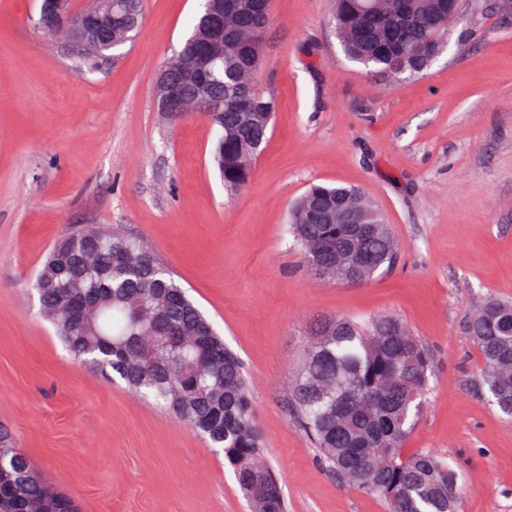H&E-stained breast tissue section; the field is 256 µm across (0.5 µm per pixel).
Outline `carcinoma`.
Masks as SVG:
<instances>
[{
  "label": "carcinoma",
  "mask_w": 512,
  "mask_h": 512,
  "mask_svg": "<svg viewBox=\"0 0 512 512\" xmlns=\"http://www.w3.org/2000/svg\"><path fill=\"white\" fill-rule=\"evenodd\" d=\"M430 0H333L330 25L345 56L376 72L391 68L417 75L436 58L432 49L448 39L447 17ZM233 12L224 25V59L209 79L224 83L209 108L224 117L213 162L224 188L238 191L267 139L274 98L254 80L262 64L261 35L270 0H224ZM208 23L202 8L181 49L165 68L181 74L184 58ZM115 32L78 54L77 71L90 73L99 59L133 42ZM347 187L311 186L290 210L288 231L307 269L316 277L366 282L397 258L391 226L378 224L361 237L352 224H317L316 208L353 195ZM97 243L96 260L84 267L64 256ZM31 288L41 313L73 357L114 373L132 391L152 399L191 425L224 452L250 512H287L276 475L262 458L252 399L237 355L140 241L96 228H76L51 250ZM97 301L94 317L72 325L68 309L84 297ZM164 315L175 332L159 331L145 311ZM512 313L508 302L486 301L471 315L470 335L483 364L484 384L501 414L512 418V334L489 325L492 314ZM431 361L421 340L397 317L366 322L344 317L318 321L303 350L293 386L297 418L321 453V461L350 487L372 493L388 512H458L459 473L448 458L428 450L405 451L430 391ZM0 512H78L68 495L40 478L16 450L0 463Z\"/></svg>",
  "instance_id": "cac0c4a2"
}]
</instances>
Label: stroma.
<instances>
[{"label":"stroma","instance_id":"obj_1","mask_svg":"<svg viewBox=\"0 0 512 512\" xmlns=\"http://www.w3.org/2000/svg\"><path fill=\"white\" fill-rule=\"evenodd\" d=\"M463 0L445 50L390 81L348 60L332 0H272L259 86L276 100L248 184L228 195L218 130L159 112L160 71L201 0H144L134 43L77 73L37 25L38 0H0V430L81 512H246L223 453L189 425L72 358L29 283L73 228L146 245L240 358L288 512H386L318 460L291 387L322 316L401 319L433 360L405 440L456 461L463 512H512V421L491 405L468 331L512 302V20ZM356 187L399 243L361 284L309 275L288 208L309 185Z\"/></svg>","mask_w":512,"mask_h":512}]
</instances>
